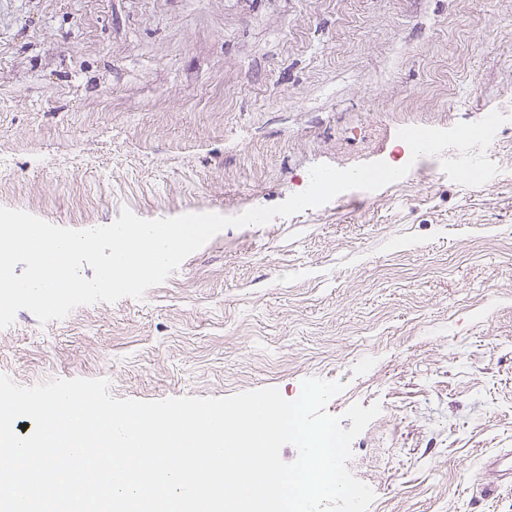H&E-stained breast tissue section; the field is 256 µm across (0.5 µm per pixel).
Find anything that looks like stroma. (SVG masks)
<instances>
[{"instance_id":"1","label":"stroma","mask_w":512,"mask_h":512,"mask_svg":"<svg viewBox=\"0 0 512 512\" xmlns=\"http://www.w3.org/2000/svg\"><path fill=\"white\" fill-rule=\"evenodd\" d=\"M512 115V0H0V206L84 230L275 206L317 164L390 161L405 126ZM496 180L445 173L228 228L143 298L0 329V374L117 399L381 412L347 466L368 512H512V118ZM480 495L483 498L493 497L502 486H512V456L511 452L491 456L481 477Z\"/></svg>"}]
</instances>
